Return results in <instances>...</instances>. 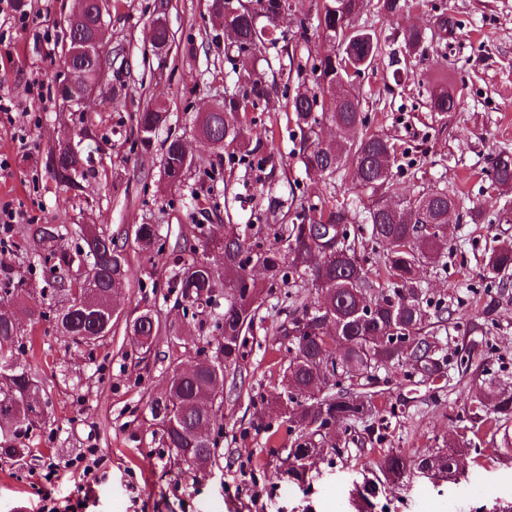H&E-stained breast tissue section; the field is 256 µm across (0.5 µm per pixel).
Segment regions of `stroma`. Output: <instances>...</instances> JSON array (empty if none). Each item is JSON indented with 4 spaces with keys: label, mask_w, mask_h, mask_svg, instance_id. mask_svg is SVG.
I'll list each match as a JSON object with an SVG mask.
<instances>
[{
    "label": "stroma",
    "mask_w": 512,
    "mask_h": 512,
    "mask_svg": "<svg viewBox=\"0 0 512 512\" xmlns=\"http://www.w3.org/2000/svg\"><path fill=\"white\" fill-rule=\"evenodd\" d=\"M155 3L110 0L97 109L66 107L56 96L65 74L63 18L74 0H22L14 13L0 14V97L13 105L9 120L0 122V157L9 162L0 170V205L25 211L27 224L66 225L69 246L79 225L95 224L115 235L132 224L160 225L166 245L153 261H145L135 243L127 244L131 274L116 305L126 315L152 308L163 324L182 329L183 360L190 363L197 349L213 355L212 334L185 319L166 295L186 256L181 246L196 243L199 225L229 217L265 226L261 197L268 193L292 194L307 206L330 201L358 211L362 205L351 168L326 180L305 174L286 116L297 82L287 79L285 68L334 49L316 28L317 0L304 2L306 23L291 14L275 28L287 54L249 65L238 54H225L209 0H169L165 17L172 42L166 53L154 54L149 39ZM16 13L34 16V25L17 29ZM366 18L380 32L382 48L373 71L355 84L362 110L373 130L408 150L392 169L389 197L433 187L465 196L463 210L451 218L446 267L420 273L428 298L452 311L436 330L443 352L453 360L472 341L485 340L491 374L512 382V290L502 297L488 333L476 329L483 256L497 242L512 241V204L485 175L491 155L512 151V0H418L416 8L390 20L371 4ZM413 25L430 38L411 56L402 33ZM258 76L273 86L254 113L249 136L256 142L274 134L278 164L271 173L217 153L196 132L197 115L218 103L225 88ZM442 77L463 88L459 111L428 110ZM35 82L44 84L43 98L30 95ZM150 103L169 112L170 120L145 150L133 144L131 117ZM65 135L88 171L78 192L58 185L43 165ZM169 137L186 143L193 158L177 189L163 180L162 144ZM473 206L483 213L481 223L465 215ZM25 226L16 225V245L0 261L24 283L22 306L45 309L52 297L42 290L40 257L26 242ZM277 301V294L265 296L240 365L224 378L223 428L214 456L192 467L177 464L146 410L168 381L167 338L141 360L121 321L108 342L90 353L67 346L48 322L32 325L38 341L34 364L51 397L53 423L26 438L32 450L27 462L0 459V512H50L63 504L81 483L83 459L91 453L99 460L100 480L84 512H512V460L486 455L469 458L466 479L456 483L414 475L381 484L363 505L351 496L373 476L384 452L415 456L448 443L464 401L482 385L477 372L428 377L408 364L380 370L376 389L394 409L384 441L356 423L352 439L324 449L302 481L289 478L288 433L280 419L263 412L264 401L282 390L285 353L277 327L284 316Z\"/></svg>",
    "instance_id": "stroma-1"
}]
</instances>
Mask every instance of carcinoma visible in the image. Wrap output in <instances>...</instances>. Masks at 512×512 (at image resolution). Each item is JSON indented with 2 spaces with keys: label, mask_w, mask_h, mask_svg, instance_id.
<instances>
[{
  "label": "carcinoma",
  "mask_w": 512,
  "mask_h": 512,
  "mask_svg": "<svg viewBox=\"0 0 512 512\" xmlns=\"http://www.w3.org/2000/svg\"><path fill=\"white\" fill-rule=\"evenodd\" d=\"M86 23L66 28V43L83 40L100 14L102 0H82ZM378 13L388 18L411 8L410 0H378ZM212 8L222 17L224 45L239 53L263 55L276 41L266 38L264 18L269 25L287 11L301 9L299 0H256V6L233 4L231 0H212ZM364 0H321L317 9V27L323 36L341 40L355 30V40L346 57L316 55L310 72L313 92L298 82L290 99V109L300 133L299 159L306 171L318 177H333L338 170L353 169L356 187L369 192L364 206L371 236L384 246L372 264L360 258L350 224L356 215L344 207L320 209L305 207L281 196L266 199L267 210H287L289 224L273 229V238L286 243L282 251L265 245L262 229L233 222L224 225L221 234L200 229L198 245L179 267L170 284L175 303L183 316H191L199 327L216 333L217 346L212 360L224 372L239 367L243 358L244 333L253 327L261 306V297L295 277L307 276V286L316 299L298 301L289 293L282 296L288 320L279 332L288 340L287 367L282 376L283 394L268 404L270 411L288 423L291 448L288 475L304 478L303 460L317 455L323 445L339 446L332 436L333 424L349 430L355 423L377 421V441L384 439L388 408L376 402L372 391L360 396L351 387L373 384L376 371L389 364H409L422 374L433 375L447 365L439 338L431 330L433 322L444 323L448 307L426 298L420 286V269L434 265L444 257L442 249L448 236V210L460 208V199L446 188L406 195L393 204L385 199L396 163L398 147L389 137L371 132L361 111L359 95L349 68L356 67L370 50L381 47L377 30L360 25ZM427 33L409 28L403 33L407 52L422 47ZM71 67L84 78H93L101 68V59L78 57ZM329 92L317 104L318 93ZM269 93L266 81L256 78L243 92H224L214 112L197 119L199 135L218 144L224 151L242 152L248 165L259 172L274 169L272 149L259 143L250 145L247 103L257 105ZM463 90L436 84L428 109L454 112L462 106ZM321 112L315 113L314 107ZM168 113L148 105L136 116L134 143L147 148L153 136L167 125ZM328 122L336 127V138L320 139L317 127ZM166 184L173 188L183 181L190 166L184 164V144L168 138L163 144ZM56 153L51 149L44 168L54 180L69 190H79L85 172L80 154L71 150L61 157L59 167L50 166ZM486 175L497 190L512 192V153L501 151L491 157ZM34 251L44 259L43 276L57 303L44 310L26 309L24 313L37 323L45 320L56 333L74 347L82 348L95 339H105L112 331L114 313L111 297L120 293L129 278V261L124 246L106 230L87 225L80 228L82 245L76 250L63 243L59 224H31L27 228ZM139 250L161 252L163 244L156 224H140L135 235ZM263 267L261 279L251 275L252 264ZM482 279L488 288H507L512 284V243L493 246L485 255ZM0 406L16 407L19 419L13 424L0 422V458L21 460L28 453L21 438L37 428L38 415L27 407V399L44 388L29 360L33 339L25 334L15 301L19 289L12 287L13 274L0 275ZM224 297V311L212 314L213 301ZM498 301L491 294L482 300L480 318L486 326L496 321ZM150 311L144 310L127 321L131 345L148 357L157 342ZM410 334L413 342L401 347L393 337ZM475 368L487 372L485 353L479 347L456 360V368L467 372ZM223 400L211 395V372L201 364L180 374L172 370L169 390L162 400L147 403L152 424L175 452L176 460L194 465L210 460L216 446L215 431L221 429ZM467 425L446 447L416 457L389 452L381 459L376 480L366 481L358 489L360 496L372 495L377 486L398 483L412 474L458 481L466 474L455 469L456 460L482 454L480 434L492 438L503 434L509 444L512 423V382L489 378L486 388L468 398L464 409Z\"/></svg>",
  "instance_id": "1"
}]
</instances>
